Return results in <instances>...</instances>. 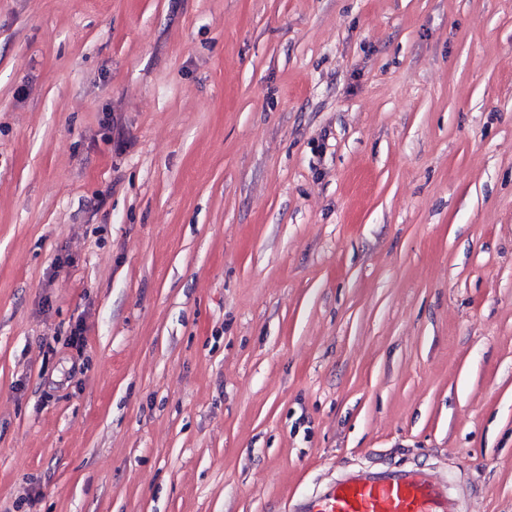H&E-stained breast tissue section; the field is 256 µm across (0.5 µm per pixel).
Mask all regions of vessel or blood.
<instances>
[{
    "instance_id": "b4317fda",
    "label": "vessel or blood",
    "mask_w": 512,
    "mask_h": 512,
    "mask_svg": "<svg viewBox=\"0 0 512 512\" xmlns=\"http://www.w3.org/2000/svg\"><path fill=\"white\" fill-rule=\"evenodd\" d=\"M463 490L424 468H362L300 497L293 512H462Z\"/></svg>"
}]
</instances>
